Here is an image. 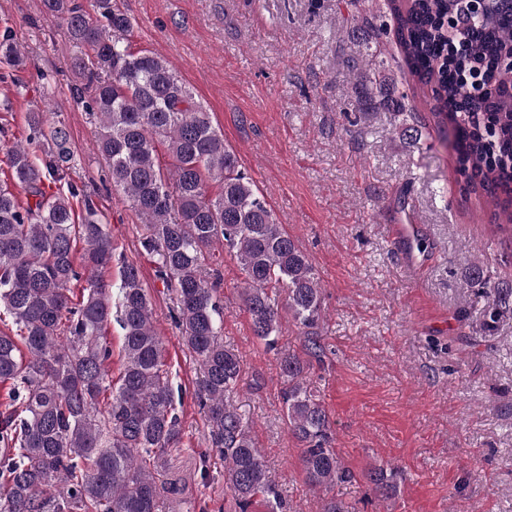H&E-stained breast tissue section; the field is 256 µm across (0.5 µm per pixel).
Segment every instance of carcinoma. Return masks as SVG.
Here are the masks:
<instances>
[{"mask_svg":"<svg viewBox=\"0 0 512 512\" xmlns=\"http://www.w3.org/2000/svg\"><path fill=\"white\" fill-rule=\"evenodd\" d=\"M43 6L64 21L80 92L99 119L97 143L112 184L141 216V246L174 291L172 318L201 369L200 401L214 452L224 460V493L240 512H288L245 417L228 400L243 366L221 336L219 277L205 271L217 243L237 260L253 334L274 352L286 378L282 402L288 430L303 445L306 481L322 488L352 479L332 446L327 411L306 381L303 356L324 354L321 288L309 257L255 193L210 113L168 61L131 50L132 22L116 0H43ZM394 15L406 66L430 89L434 115L454 130L460 171L511 224L512 68L499 60L512 53V0H487L477 15L465 0H406ZM0 61L24 64L9 29L0 34ZM476 78L497 93L479 90ZM381 85L378 73L355 78L360 110L403 109L401 96L379 98ZM28 125L29 140L50 146L38 164L21 144L9 150L13 176L32 197L27 206L0 187V316L18 331L15 337L0 331V383H10L11 401L0 419V512H162L158 476L183 427L151 300L134 262H122L115 294L99 275L115 248L93 199L67 180L72 154L65 126L46 124L42 112L29 113ZM160 146L172 159L166 171ZM210 180L219 186L213 196ZM48 184L56 191L47 192ZM77 197L84 206L79 224L70 203ZM80 241L86 248L78 256ZM79 266L89 276L76 293ZM283 310L303 335L302 356L278 346ZM510 312L512 285L495 287L483 310L485 328ZM114 316L124 354L115 383L106 339ZM365 479L377 498L396 491L392 472L375 469Z\"/></svg>","mask_w":512,"mask_h":512,"instance_id":"1","label":"carcinoma"}]
</instances>
